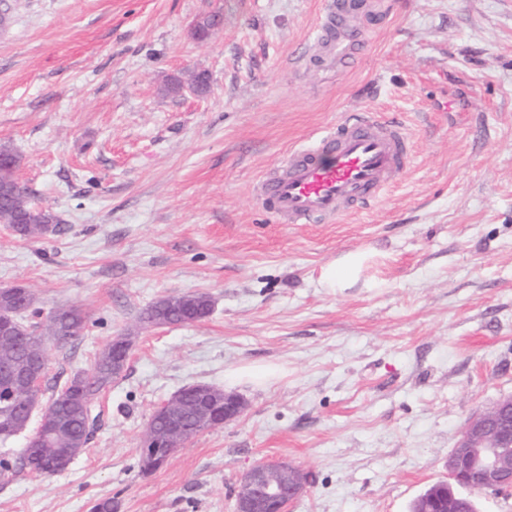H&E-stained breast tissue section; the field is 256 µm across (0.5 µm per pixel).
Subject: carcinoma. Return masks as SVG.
Returning a JSON list of instances; mask_svg holds the SVG:
<instances>
[{"label":"carcinoma","instance_id":"carcinoma-1","mask_svg":"<svg viewBox=\"0 0 512 512\" xmlns=\"http://www.w3.org/2000/svg\"><path fill=\"white\" fill-rule=\"evenodd\" d=\"M0 157L11 160V165L0 167V224L23 225L26 240H41L56 233L59 217L48 208L35 205L29 193L17 186L15 170L20 166L19 154L8 145H1ZM35 304L36 298L27 287H0V322H10L18 331L16 337L0 335V364L17 363L31 354L45 353L48 340L77 336L87 326L88 318L78 307L54 310L42 325L30 323L26 321L25 313L30 311L35 316L41 313ZM211 308L212 300L205 293L170 295L145 309L141 320L153 325L155 318L161 316L169 324H192L207 317ZM120 374L121 367L112 365V360L103 353L96 355L89 369L74 374L69 384L44 405L48 414L57 406L73 408L64 432L49 440L43 437L44 425H38L36 437L23 449L22 466L36 474L53 475L64 471L86 448L93 403ZM180 405L187 418L198 413L215 420L223 415L224 398L219 396L211 405L202 408L190 399L180 401ZM17 420V408L9 388L0 381L1 443L16 438ZM175 447L176 442L165 433L155 441L142 438L143 469L152 471L160 467ZM448 491V483L444 481L429 486L413 501L411 512H425L432 505L447 500Z\"/></svg>","mask_w":512,"mask_h":512}]
</instances>
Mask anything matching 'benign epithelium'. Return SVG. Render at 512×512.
Masks as SVG:
<instances>
[{"instance_id":"1","label":"benign epithelium","mask_w":512,"mask_h":512,"mask_svg":"<svg viewBox=\"0 0 512 512\" xmlns=\"http://www.w3.org/2000/svg\"><path fill=\"white\" fill-rule=\"evenodd\" d=\"M126 338L112 339V362L127 364ZM46 361L31 358V366L15 363L3 367V377L23 391V396L41 394ZM246 408L234 392H224L222 424L237 420ZM476 478L485 491L512 488V395L495 402L489 411L474 414L455 448L448 455V479L455 489L448 494L442 512H460V489L471 488ZM307 491V478L299 469L282 461H269L249 469L235 489V512H287L290 502Z\"/></svg>"}]
</instances>
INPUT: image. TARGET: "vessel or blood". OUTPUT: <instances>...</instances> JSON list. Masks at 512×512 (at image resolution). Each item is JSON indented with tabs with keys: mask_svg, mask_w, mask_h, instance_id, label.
I'll return each instance as SVG.
<instances>
[{
	"mask_svg": "<svg viewBox=\"0 0 512 512\" xmlns=\"http://www.w3.org/2000/svg\"><path fill=\"white\" fill-rule=\"evenodd\" d=\"M373 9L371 0H325L317 25L324 70H336L362 52L365 30L350 17ZM409 161L407 133L366 112L293 149L285 169L260 182L257 196L284 224L334 219L376 201Z\"/></svg>",
	"mask_w": 512,
	"mask_h": 512,
	"instance_id": "b4317fda",
	"label": "vessel or blood"
}]
</instances>
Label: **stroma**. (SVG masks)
Segmentation results:
<instances>
[{
  "mask_svg": "<svg viewBox=\"0 0 512 512\" xmlns=\"http://www.w3.org/2000/svg\"><path fill=\"white\" fill-rule=\"evenodd\" d=\"M380 2L361 56L322 74L294 60L321 52L323 0H8L0 144L61 224L36 242L0 224V286L88 318L49 342L44 398L113 337L131 350L65 471L22 468L35 426L0 445V512H234L267 459L309 478L287 512H409L469 418L512 394V0ZM196 72L206 94L166 92ZM363 111L410 134L409 168L337 221L277 223L257 183ZM354 250L371 254L360 282L321 287ZM187 293L210 296L207 318L142 322ZM192 384L244 414L144 471L152 413Z\"/></svg>",
  "mask_w": 512,
  "mask_h": 512,
  "instance_id": "stroma-1",
  "label": "stroma"
}]
</instances>
